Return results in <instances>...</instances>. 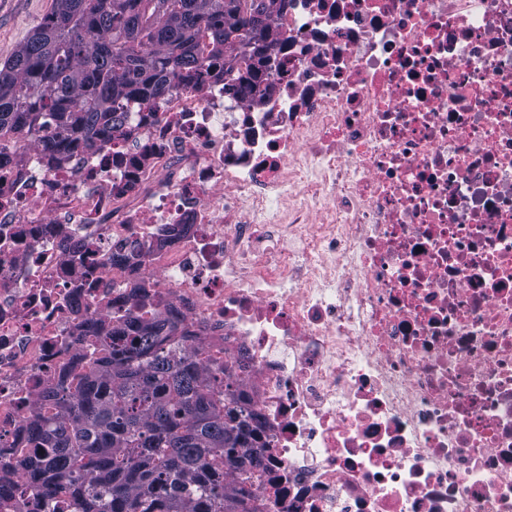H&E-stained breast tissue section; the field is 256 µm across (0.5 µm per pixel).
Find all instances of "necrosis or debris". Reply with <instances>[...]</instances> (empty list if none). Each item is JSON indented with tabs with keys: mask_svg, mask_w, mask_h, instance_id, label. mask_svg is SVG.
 <instances>
[{
	"mask_svg": "<svg viewBox=\"0 0 512 512\" xmlns=\"http://www.w3.org/2000/svg\"><path fill=\"white\" fill-rule=\"evenodd\" d=\"M255 91L170 77L0 165V512L88 328L172 310L258 418V512H512V0H274Z\"/></svg>",
	"mask_w": 512,
	"mask_h": 512,
	"instance_id": "necrosis-or-debris-1",
	"label": "necrosis or debris"
}]
</instances>
